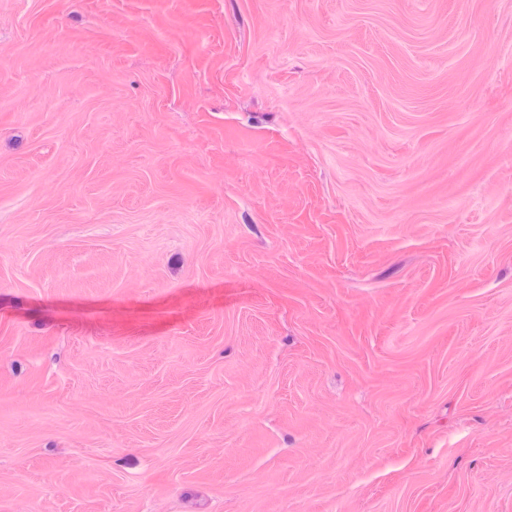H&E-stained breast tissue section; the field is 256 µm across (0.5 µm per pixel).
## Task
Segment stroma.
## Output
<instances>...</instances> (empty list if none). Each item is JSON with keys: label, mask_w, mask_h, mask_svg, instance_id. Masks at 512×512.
I'll use <instances>...</instances> for the list:
<instances>
[{"label": "stroma", "mask_w": 512, "mask_h": 512, "mask_svg": "<svg viewBox=\"0 0 512 512\" xmlns=\"http://www.w3.org/2000/svg\"><path fill=\"white\" fill-rule=\"evenodd\" d=\"M0 512H512V0H0Z\"/></svg>", "instance_id": "35a3bbf8"}]
</instances>
